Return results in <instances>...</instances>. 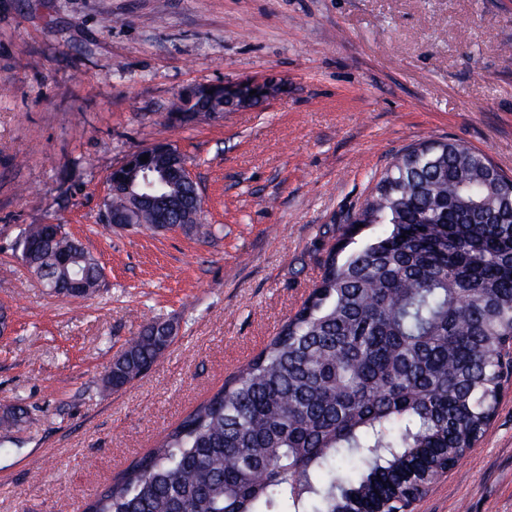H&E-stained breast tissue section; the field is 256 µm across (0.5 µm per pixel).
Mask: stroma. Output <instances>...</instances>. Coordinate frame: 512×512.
Instances as JSON below:
<instances>
[{
  "mask_svg": "<svg viewBox=\"0 0 512 512\" xmlns=\"http://www.w3.org/2000/svg\"><path fill=\"white\" fill-rule=\"evenodd\" d=\"M267 97L186 125L201 85ZM0 512H79L237 373L302 305L319 261L392 159L451 139L512 175V0H0ZM187 159L201 224L106 223L114 167ZM60 224L104 268L87 300L22 262ZM169 352L101 396L152 319ZM413 512H512V377L484 437Z\"/></svg>",
  "mask_w": 512,
  "mask_h": 512,
  "instance_id": "stroma-1",
  "label": "stroma"
}]
</instances>
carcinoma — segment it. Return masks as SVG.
<instances>
[{
  "mask_svg": "<svg viewBox=\"0 0 512 512\" xmlns=\"http://www.w3.org/2000/svg\"><path fill=\"white\" fill-rule=\"evenodd\" d=\"M222 105L186 97L176 111ZM159 191L170 226L201 223L194 187ZM15 250L55 294L70 295L75 272L83 299L104 281L60 224L26 225ZM320 265L267 345L83 512H403L425 473L482 438L512 366V178L458 142L411 145ZM174 339L171 323L149 322L102 392L143 376ZM27 417L12 406L3 437Z\"/></svg>",
  "mask_w": 512,
  "mask_h": 512,
  "instance_id": "1",
  "label": "carcinoma"
}]
</instances>
